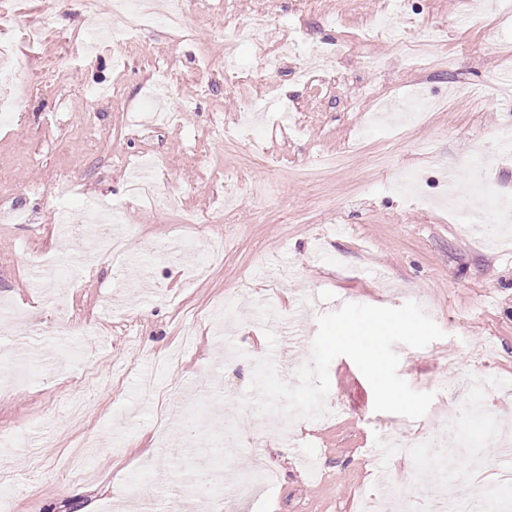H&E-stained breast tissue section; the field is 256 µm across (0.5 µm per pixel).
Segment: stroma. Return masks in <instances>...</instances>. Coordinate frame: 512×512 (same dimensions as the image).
Segmentation results:
<instances>
[{"instance_id": "obj_1", "label": "stroma", "mask_w": 512, "mask_h": 512, "mask_svg": "<svg viewBox=\"0 0 512 512\" xmlns=\"http://www.w3.org/2000/svg\"><path fill=\"white\" fill-rule=\"evenodd\" d=\"M190 37L164 26L143 31L115 71L111 48L89 54V38L112 11L0 0L51 33L40 46L14 33L24 73L42 74L15 117L0 122V301L18 321L0 338V371L24 363L27 381H0V432L15 434L18 512H143L153 479L174 489L202 470L188 444L223 449L243 470L266 466L275 483L231 512H431L445 496L474 498L494 485L512 458L496 443L512 428V234L497 223L462 231L470 211H485V191L512 194V156L496 138L512 129V0H197ZM397 4V30L370 33L374 17ZM240 19L265 14L270 42H233L225 10ZM241 71V96L224 93L227 46ZM280 66L267 71L265 54ZM181 74L169 96L184 100L179 126L146 123L145 96L156 65ZM113 88L88 100L90 90ZM426 89L436 109L386 128L364 104L378 93L397 109ZM260 118L246 137L216 139L244 107ZM483 145L481 177L464 161ZM166 159L153 174L177 208L142 207L127 196L131 165ZM242 187L224 202L225 169ZM123 212V260L79 263L81 239L60 242L57 209L83 220L92 203ZM195 212L204 236L166 260L157 243L183 234ZM65 256L77 274L30 285L41 255ZM57 296L73 324L57 335ZM417 302L444 331L422 349L395 344L399 375L433 393L421 418L378 412L373 391L348 357L329 367L326 413L287 420L257 414L248 392L255 359L272 356L293 382L311 357L317 319L344 303L399 307ZM280 321L276 346L265 328ZM98 324L94 336L81 327ZM242 357H234L233 348ZM193 386L201 432L165 437L155 429L170 396ZM408 424L438 455L459 442L483 450L479 467L436 464L415 479L410 459L378 460L370 449Z\"/></svg>"}]
</instances>
